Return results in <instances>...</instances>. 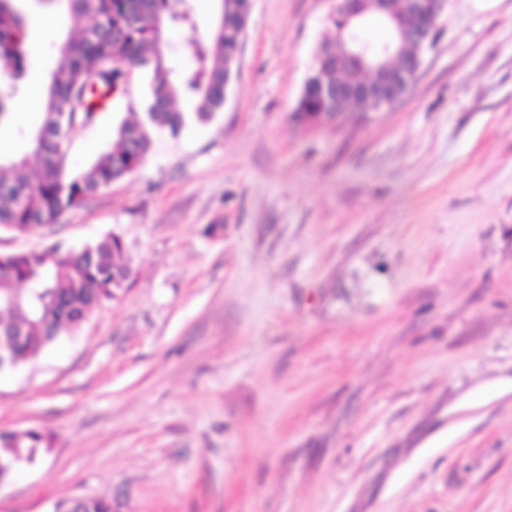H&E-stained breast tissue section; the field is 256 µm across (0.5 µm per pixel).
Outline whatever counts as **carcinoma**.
<instances>
[{
  "label": "carcinoma",
  "instance_id": "cac0c4a2",
  "mask_svg": "<svg viewBox=\"0 0 512 512\" xmlns=\"http://www.w3.org/2000/svg\"><path fill=\"white\" fill-rule=\"evenodd\" d=\"M24 0H0V125L10 122L29 73V20ZM56 4L82 22L59 50L49 74L40 123L20 134L27 150L0 156V230L23 234L57 223L67 211L145 163L154 132L179 135L193 123L210 121L224 106V86L239 53L248 0H217L212 26L199 32L191 0H39ZM172 24L194 32V69L179 82L163 50ZM147 80L145 112L129 109L116 123L108 148L88 167H67L71 135L95 124L112 105L115 85L132 75ZM321 107L299 96L296 124ZM122 238L110 232L79 251L57 241L34 251L0 254V336L16 369L36 359L64 336L76 333L87 317L116 298L130 270L122 261ZM52 446L50 433L32 429L0 433V478L35 462ZM82 512H112V501L87 498Z\"/></svg>",
  "mask_w": 512,
  "mask_h": 512
}]
</instances>
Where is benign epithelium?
<instances>
[{"instance_id":"1","label":"benign epithelium","mask_w":512,"mask_h":512,"mask_svg":"<svg viewBox=\"0 0 512 512\" xmlns=\"http://www.w3.org/2000/svg\"><path fill=\"white\" fill-rule=\"evenodd\" d=\"M405 12L409 24L401 23L397 17L394 0H331L327 20H337L341 30L360 26L361 13L372 7L383 15L393 29L391 41L372 50L349 36L348 51L336 52L332 48L313 62L311 72L303 85L309 97L326 104L328 111L318 113L316 119L306 123L308 127L335 124L341 114L335 107L347 99H362L368 106L366 118L387 111L399 102L404 91L414 84L423 64V54L436 43L439 26L448 0H405ZM417 47V54L406 60L402 67L389 64V60L403 54L406 45ZM347 55L356 63L347 71L342 70L339 57Z\"/></svg>"}]
</instances>
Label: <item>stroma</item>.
<instances>
[{"label":"stroma","instance_id":"1","mask_svg":"<svg viewBox=\"0 0 512 512\" xmlns=\"http://www.w3.org/2000/svg\"><path fill=\"white\" fill-rule=\"evenodd\" d=\"M26 7L35 91L75 22ZM327 11L251 0L217 118L55 226L0 233L11 253L114 232L131 270L0 376V431L55 436L0 512H512V0H449L399 105L304 130ZM126 102L73 134L69 170Z\"/></svg>","mask_w":512,"mask_h":512}]
</instances>
